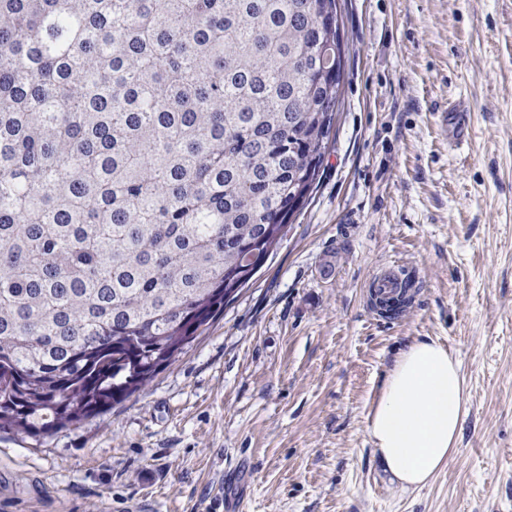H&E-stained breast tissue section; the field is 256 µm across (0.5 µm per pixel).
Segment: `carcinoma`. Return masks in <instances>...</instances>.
<instances>
[{"label": "carcinoma", "mask_w": 512, "mask_h": 512, "mask_svg": "<svg viewBox=\"0 0 512 512\" xmlns=\"http://www.w3.org/2000/svg\"><path fill=\"white\" fill-rule=\"evenodd\" d=\"M336 0H0V432L145 388L308 200Z\"/></svg>", "instance_id": "obj_1"}]
</instances>
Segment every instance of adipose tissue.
<instances>
[{
  "label": "adipose tissue",
  "mask_w": 512,
  "mask_h": 512,
  "mask_svg": "<svg viewBox=\"0 0 512 512\" xmlns=\"http://www.w3.org/2000/svg\"><path fill=\"white\" fill-rule=\"evenodd\" d=\"M464 416L459 363L425 338L396 360L367 418V434L393 480L420 488L455 451Z\"/></svg>",
  "instance_id": "obj_1"
}]
</instances>
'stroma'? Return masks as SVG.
I'll return each mask as SVG.
<instances>
[{"instance_id": "1", "label": "stroma", "mask_w": 512, "mask_h": 512, "mask_svg": "<svg viewBox=\"0 0 512 512\" xmlns=\"http://www.w3.org/2000/svg\"><path fill=\"white\" fill-rule=\"evenodd\" d=\"M340 4L343 103L278 248L142 392L39 444L0 433V512H512V0ZM387 266L417 278L395 318L369 301ZM427 337L466 416L406 489L366 418Z\"/></svg>"}]
</instances>
